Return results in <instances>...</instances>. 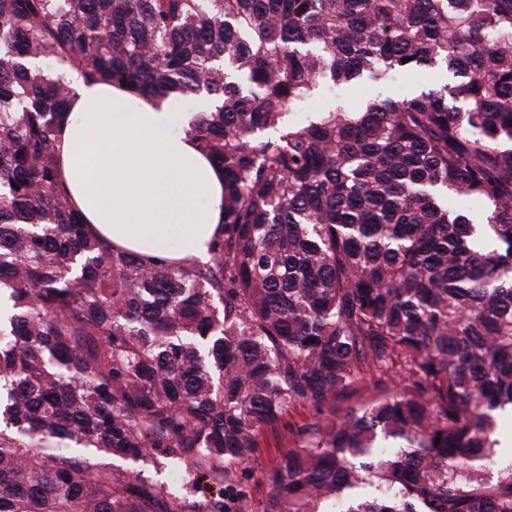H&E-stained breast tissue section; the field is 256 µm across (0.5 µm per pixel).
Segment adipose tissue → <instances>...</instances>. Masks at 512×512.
<instances>
[{
  "mask_svg": "<svg viewBox=\"0 0 512 512\" xmlns=\"http://www.w3.org/2000/svg\"><path fill=\"white\" fill-rule=\"evenodd\" d=\"M60 187L106 244L147 256L208 260L223 177L198 151L178 99L67 74Z\"/></svg>",
  "mask_w": 512,
  "mask_h": 512,
  "instance_id": "ef3b65f1",
  "label": "adipose tissue"
}]
</instances>
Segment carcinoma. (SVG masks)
<instances>
[{
    "instance_id": "obj_1",
    "label": "carcinoma",
    "mask_w": 512,
    "mask_h": 512,
    "mask_svg": "<svg viewBox=\"0 0 512 512\" xmlns=\"http://www.w3.org/2000/svg\"><path fill=\"white\" fill-rule=\"evenodd\" d=\"M71 70L211 101L209 261L84 229ZM417 70L452 83L309 109ZM0 301V512H247L298 406L260 512H512V0H0ZM309 415L307 406H298L291 411L290 415L283 418L278 427L264 431L259 437V448L255 459L235 478L237 493L246 497L250 506L248 512H258L260 509V502L268 490L265 474L277 463L280 454L289 448L288 424L306 420ZM512 437V415L504 413L498 423L495 439L499 446L495 447V455L504 462H509L512 458V446L508 444ZM509 446V447H507Z\"/></svg>"
}]
</instances>
